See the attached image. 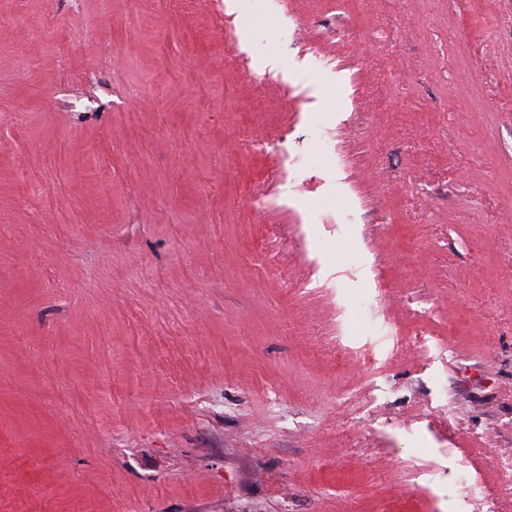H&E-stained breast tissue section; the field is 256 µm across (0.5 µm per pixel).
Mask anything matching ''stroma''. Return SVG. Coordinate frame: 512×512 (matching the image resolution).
I'll return each instance as SVG.
<instances>
[{
  "label": "stroma",
  "instance_id": "obj_1",
  "mask_svg": "<svg viewBox=\"0 0 512 512\" xmlns=\"http://www.w3.org/2000/svg\"><path fill=\"white\" fill-rule=\"evenodd\" d=\"M241 3L0 0V512H512V0Z\"/></svg>",
  "mask_w": 512,
  "mask_h": 512
}]
</instances>
